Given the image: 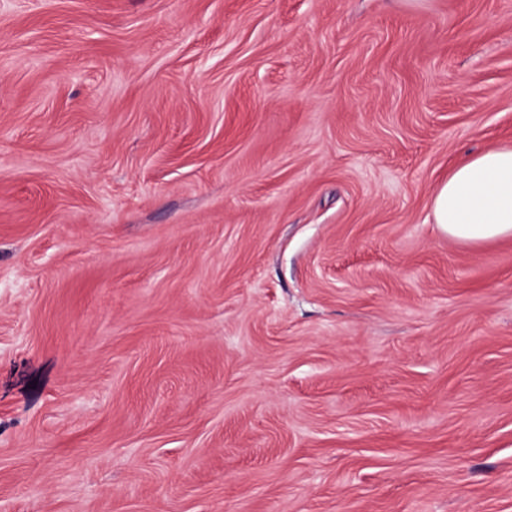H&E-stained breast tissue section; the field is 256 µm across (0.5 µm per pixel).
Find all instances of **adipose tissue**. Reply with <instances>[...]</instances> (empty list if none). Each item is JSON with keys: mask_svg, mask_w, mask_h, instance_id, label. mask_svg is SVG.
I'll return each instance as SVG.
<instances>
[{"mask_svg": "<svg viewBox=\"0 0 512 512\" xmlns=\"http://www.w3.org/2000/svg\"><path fill=\"white\" fill-rule=\"evenodd\" d=\"M434 221L470 245L512 237V148L496 147L457 163L432 198Z\"/></svg>", "mask_w": 512, "mask_h": 512, "instance_id": "ef3b65f1", "label": "adipose tissue"}]
</instances>
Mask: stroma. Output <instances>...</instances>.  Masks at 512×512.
Wrapping results in <instances>:
<instances>
[{"instance_id": "35a3bbf8", "label": "stroma", "mask_w": 512, "mask_h": 512, "mask_svg": "<svg viewBox=\"0 0 512 512\" xmlns=\"http://www.w3.org/2000/svg\"><path fill=\"white\" fill-rule=\"evenodd\" d=\"M512 0H0V512H512ZM435 224L470 245L512 237V148L496 147L457 163L432 198Z\"/></svg>"}]
</instances>
